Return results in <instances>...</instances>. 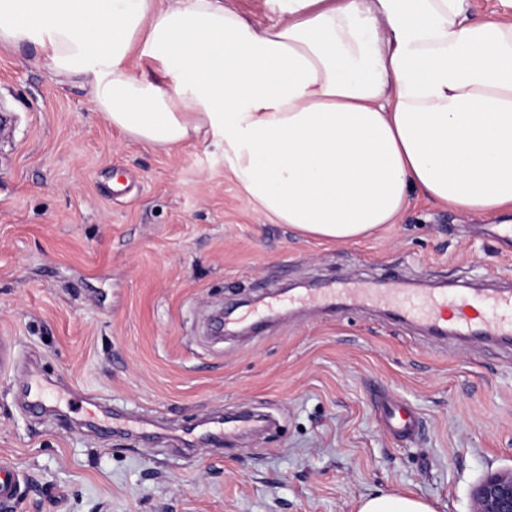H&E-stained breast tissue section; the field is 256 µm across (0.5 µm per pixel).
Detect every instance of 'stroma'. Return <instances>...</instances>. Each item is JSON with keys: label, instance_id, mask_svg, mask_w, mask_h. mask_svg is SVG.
<instances>
[{"label": "stroma", "instance_id": "obj_1", "mask_svg": "<svg viewBox=\"0 0 512 512\" xmlns=\"http://www.w3.org/2000/svg\"><path fill=\"white\" fill-rule=\"evenodd\" d=\"M0 458L27 479L7 512H357L371 494L469 512L512 467V347L434 340L373 307L283 306L304 283L512 285V243L413 196L398 223L337 243L247 204L209 139L163 151L122 136L41 49L0 46ZM48 381L30 409L28 376ZM420 416L381 425L383 397Z\"/></svg>", "mask_w": 512, "mask_h": 512}]
</instances>
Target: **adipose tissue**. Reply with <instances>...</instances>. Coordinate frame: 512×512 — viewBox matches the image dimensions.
I'll return each instance as SVG.
<instances>
[{"label": "adipose tissue", "instance_id": "1", "mask_svg": "<svg viewBox=\"0 0 512 512\" xmlns=\"http://www.w3.org/2000/svg\"><path fill=\"white\" fill-rule=\"evenodd\" d=\"M0 0V45H37L112 126L171 149L206 134L247 202L336 242L412 193L512 211V0ZM155 65L136 74L131 52ZM224 4L258 25H270L278 20V15L270 10L266 0H224Z\"/></svg>", "mask_w": 512, "mask_h": 512}]
</instances>
